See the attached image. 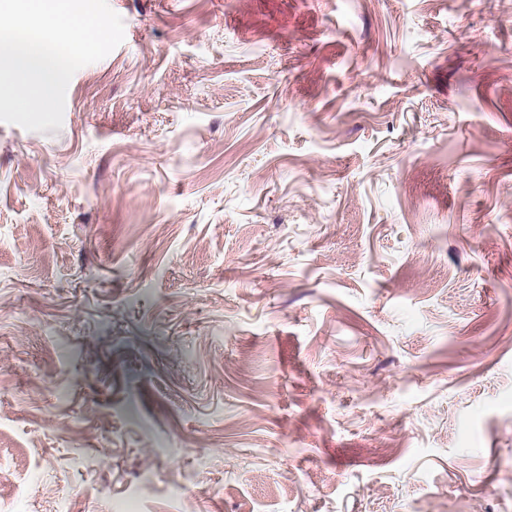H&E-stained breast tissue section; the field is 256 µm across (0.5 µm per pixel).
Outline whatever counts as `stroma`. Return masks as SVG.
<instances>
[{"instance_id":"35a3bbf8","label":"stroma","mask_w":512,"mask_h":512,"mask_svg":"<svg viewBox=\"0 0 512 512\" xmlns=\"http://www.w3.org/2000/svg\"><path fill=\"white\" fill-rule=\"evenodd\" d=\"M0 122V512H512V0H108Z\"/></svg>"}]
</instances>
